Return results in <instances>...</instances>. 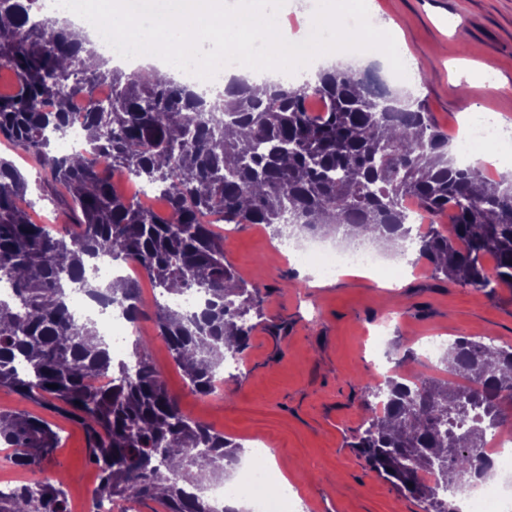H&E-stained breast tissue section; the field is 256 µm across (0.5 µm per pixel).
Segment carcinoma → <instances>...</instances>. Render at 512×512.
Here are the masks:
<instances>
[{
    "mask_svg": "<svg viewBox=\"0 0 512 512\" xmlns=\"http://www.w3.org/2000/svg\"><path fill=\"white\" fill-rule=\"evenodd\" d=\"M36 7L0 0V72L12 75L10 91L0 92V142L31 159L47 197L72 220L37 222L19 203L26 178L0 156V281L11 288L0 295V388L83 427L99 470L92 502L150 499L163 512H214L197 491L224 478L241 446L181 411L152 363L151 338L134 340V367L112 361L95 323L70 310L65 287L108 300L133 323L144 310L130 279L119 290L91 284L83 257L132 263L162 295L203 292L200 313L156 303L153 323L189 390L204 396L216 391L226 355L247 349L250 316L263 315L261 289L227 262L215 224L312 234L327 224L392 244L404 238L410 196L432 217L456 213L451 228L432 222L418 238V259L434 277L492 294L512 288V178L489 180L448 157V133L378 79L334 66L312 85H236L208 102L151 69L102 70L68 23L30 22ZM102 78L112 83L106 108L94 100ZM311 94L326 99L325 111H309ZM78 97L91 105L87 148L55 154L51 137L65 131ZM118 169L157 190L167 208L127 196L114 181ZM442 362L448 380L421 373L410 384L362 385L369 416L353 442L422 512H458L448 491L484 474L470 449L512 402V345L459 338ZM0 442L34 472L31 482L0 489V512H68L65 491L44 475L60 447L52 425L0 411Z\"/></svg>",
    "mask_w": 512,
    "mask_h": 512,
    "instance_id": "carcinoma-1",
    "label": "carcinoma"
}]
</instances>
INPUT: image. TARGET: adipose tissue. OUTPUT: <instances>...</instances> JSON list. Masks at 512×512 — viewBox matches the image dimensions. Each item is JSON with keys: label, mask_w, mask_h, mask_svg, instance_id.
Segmentation results:
<instances>
[{"label": "adipose tissue", "mask_w": 512, "mask_h": 512, "mask_svg": "<svg viewBox=\"0 0 512 512\" xmlns=\"http://www.w3.org/2000/svg\"><path fill=\"white\" fill-rule=\"evenodd\" d=\"M72 13L92 12L100 36L120 50L159 60L169 78L188 59L202 74L234 63L238 72L296 69L312 63L385 60V32L366 29L365 0H333L319 23L292 32L271 0H69Z\"/></svg>", "instance_id": "adipose-tissue-1"}]
</instances>
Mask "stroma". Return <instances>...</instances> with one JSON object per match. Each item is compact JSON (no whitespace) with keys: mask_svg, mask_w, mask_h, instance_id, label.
I'll return each mask as SVG.
<instances>
[{"mask_svg":"<svg viewBox=\"0 0 512 512\" xmlns=\"http://www.w3.org/2000/svg\"><path fill=\"white\" fill-rule=\"evenodd\" d=\"M381 28L408 58H422L415 99L438 126L456 134L471 106L512 119V0H368ZM479 69L497 88L456 94L459 79ZM224 254L240 278L263 291L264 322L251 336L237 375L220 394L186 387L151 317L137 324L152 339V360L187 416L244 449L269 444L277 464L298 463L290 475L288 512H421L366 463L349 442L365 417L363 381L420 371L443 379L442 368H421V342L441 335L512 344V290L495 295L434 278L418 263L394 289L360 275L316 287L262 224L216 225ZM286 325L272 335L267 325ZM0 409L42 416L60 430L62 446L45 469L62 483L74 512L91 500L97 470L87 461L83 429L41 405L0 389Z\"/></svg>","mask_w":512,"mask_h":512,"instance_id":"obj_1","label":"stroma"}]
</instances>
